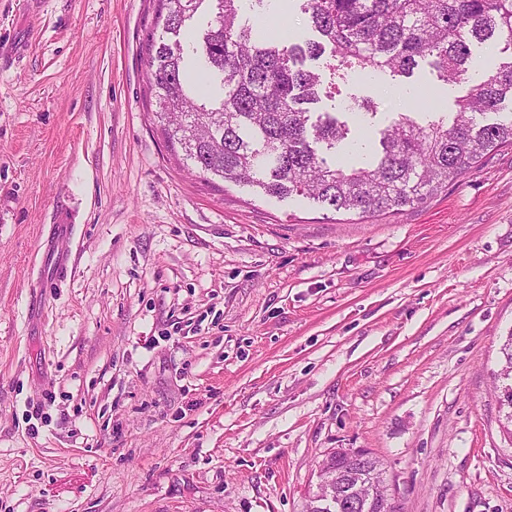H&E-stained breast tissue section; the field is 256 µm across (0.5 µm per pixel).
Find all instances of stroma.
<instances>
[{
    "mask_svg": "<svg viewBox=\"0 0 512 512\" xmlns=\"http://www.w3.org/2000/svg\"><path fill=\"white\" fill-rule=\"evenodd\" d=\"M155 0H0V512H303L335 448L404 512H512V146L369 218L189 174L154 117ZM467 85L337 81L371 130ZM73 227L51 278L49 227ZM501 353L503 356V367L500 375L503 379L510 380V383H503L499 387L498 403L501 410L507 409L504 416L507 422L510 423V418L512 417V333H509L504 341ZM505 385H511L506 394L503 391Z\"/></svg>",
    "mask_w": 512,
    "mask_h": 512,
    "instance_id": "obj_1",
    "label": "stroma"
}]
</instances>
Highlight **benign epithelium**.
I'll use <instances>...</instances> for the list:
<instances>
[{"label": "benign epithelium", "mask_w": 512, "mask_h": 512, "mask_svg": "<svg viewBox=\"0 0 512 512\" xmlns=\"http://www.w3.org/2000/svg\"><path fill=\"white\" fill-rule=\"evenodd\" d=\"M365 458L366 452L355 448L349 451L343 465L321 463L319 482L312 493L316 506L331 512H364L370 507L381 505V500L359 494L361 487L372 483L371 476L362 465Z\"/></svg>", "instance_id": "7a95c632"}]
</instances>
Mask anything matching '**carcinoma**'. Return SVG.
Wrapping results in <instances>:
<instances>
[{
  "label": "carcinoma",
  "mask_w": 512,
  "mask_h": 512,
  "mask_svg": "<svg viewBox=\"0 0 512 512\" xmlns=\"http://www.w3.org/2000/svg\"><path fill=\"white\" fill-rule=\"evenodd\" d=\"M244 0H157L144 63L155 120L186 166L278 199L306 196L361 215L415 206L465 175L483 155L512 146V61L455 100L452 120L399 112L370 160L329 157L348 123L315 112L321 73L356 69L410 77L423 60L448 84L465 82L472 47L512 48V0H298L316 40L281 41L243 20ZM495 114L487 122L483 117ZM512 381V333L501 347Z\"/></svg>",
  "instance_id": "carcinoma-1"
}]
</instances>
